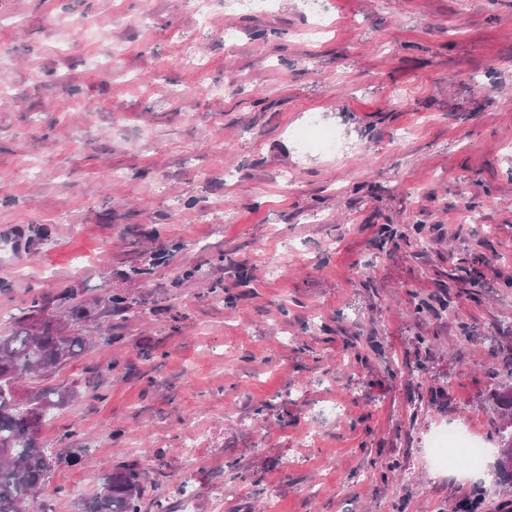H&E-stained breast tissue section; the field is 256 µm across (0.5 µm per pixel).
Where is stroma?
Wrapping results in <instances>:
<instances>
[{
  "label": "stroma",
  "mask_w": 512,
  "mask_h": 512,
  "mask_svg": "<svg viewBox=\"0 0 512 512\" xmlns=\"http://www.w3.org/2000/svg\"><path fill=\"white\" fill-rule=\"evenodd\" d=\"M0 83V233L29 239L0 336L37 298L84 329L64 292L110 330L53 377L79 396L27 512L129 464L140 512H182L186 476L197 512H507L491 465L436 471L425 441L465 423L497 455L512 0H0ZM312 116L337 151L293 138Z\"/></svg>",
  "instance_id": "stroma-1"
}]
</instances>
